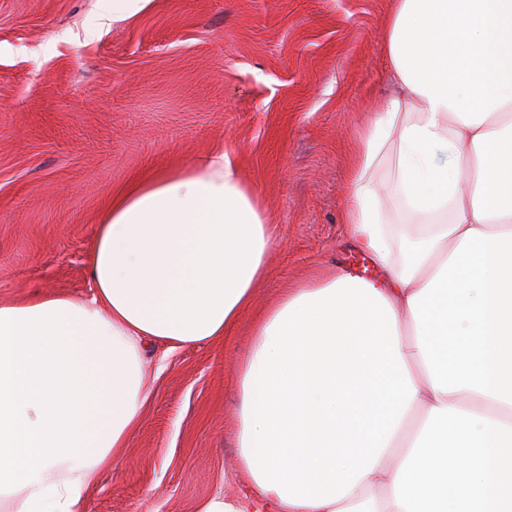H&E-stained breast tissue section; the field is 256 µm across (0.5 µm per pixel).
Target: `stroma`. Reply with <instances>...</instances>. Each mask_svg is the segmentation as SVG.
Returning <instances> with one entry per match:
<instances>
[{
  "label": "stroma",
  "instance_id": "35a3bbf8",
  "mask_svg": "<svg viewBox=\"0 0 512 512\" xmlns=\"http://www.w3.org/2000/svg\"><path fill=\"white\" fill-rule=\"evenodd\" d=\"M396 0H0V300L90 292L86 258L112 196L216 150L233 153L275 226L251 307L216 342L154 348L133 452L89 512L249 504L236 406L256 317L336 268L380 277L348 244L356 132L390 91Z\"/></svg>",
  "mask_w": 512,
  "mask_h": 512
}]
</instances>
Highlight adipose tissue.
I'll return each mask as SVG.
<instances>
[{
	"instance_id": "ef3b65f1",
	"label": "adipose tissue",
	"mask_w": 512,
	"mask_h": 512,
	"mask_svg": "<svg viewBox=\"0 0 512 512\" xmlns=\"http://www.w3.org/2000/svg\"><path fill=\"white\" fill-rule=\"evenodd\" d=\"M383 41L395 92L358 133L344 222L387 277L330 270L258 315L237 406L253 499L197 512H512V0H397ZM273 244L217 152L113 198L88 297L0 301L8 512H88L144 420L146 352L222 339Z\"/></svg>"
}]
</instances>
